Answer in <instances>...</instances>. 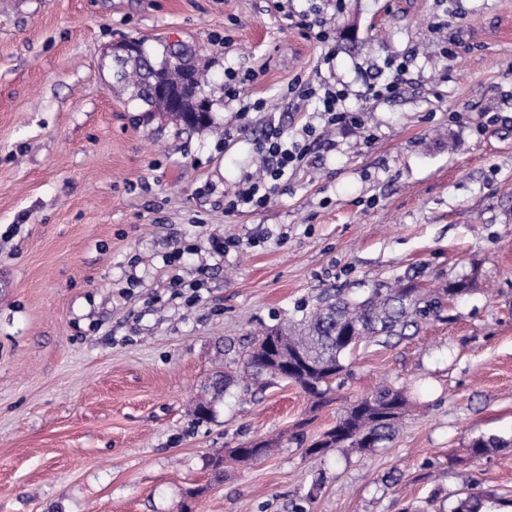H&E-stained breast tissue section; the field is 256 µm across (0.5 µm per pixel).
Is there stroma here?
Returning <instances> with one entry per match:
<instances>
[{"label":"stroma","instance_id":"obj_1","mask_svg":"<svg viewBox=\"0 0 512 512\" xmlns=\"http://www.w3.org/2000/svg\"><path fill=\"white\" fill-rule=\"evenodd\" d=\"M129 39L183 51L213 128L113 90ZM392 59L400 94L363 98ZM228 69L265 110L238 116ZM322 80L361 128L321 132L290 86ZM272 124L317 128L306 163L225 211ZM471 273L438 318L348 355L330 403L262 375L195 416L323 291ZM383 385L409 403L392 441L308 455ZM490 436L506 447L472 457ZM262 439L213 480L217 450ZM470 492L512 512V0H0V512H450ZM271 447L272 444L265 441L249 442L239 448H229L227 456L240 461L255 460L257 456H266L271 450Z\"/></svg>","mask_w":512,"mask_h":512}]
</instances>
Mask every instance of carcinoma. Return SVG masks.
Here are the masks:
<instances>
[{"label":"carcinoma","mask_w":512,"mask_h":512,"mask_svg":"<svg viewBox=\"0 0 512 512\" xmlns=\"http://www.w3.org/2000/svg\"><path fill=\"white\" fill-rule=\"evenodd\" d=\"M113 85L128 95V101L144 112H156L177 125L199 130L212 126L211 116L199 114L201 80L193 66L166 65L156 72L146 70V59L124 56ZM477 275L448 281L437 288H419L400 282L378 288L365 297L339 291L324 293L299 318H291L255 339L246 355L243 373L266 374L296 384L315 404L327 401L333 382L345 371L344 358L363 341L380 336L402 337L406 330L439 316L447 304L476 291ZM402 392L383 387L347 406L336 425L323 434L311 453L323 455L332 448H368L394 436L406 412ZM507 446L497 438H479L471 443L472 456ZM272 444L249 442L230 448L210 460L212 472H224V457L246 461L266 456ZM485 499L470 493L456 501L450 512H483Z\"/></svg>","instance_id":"cac0c4a2"}]
</instances>
